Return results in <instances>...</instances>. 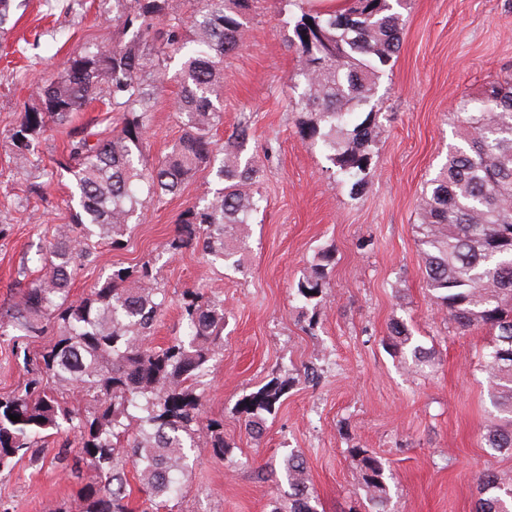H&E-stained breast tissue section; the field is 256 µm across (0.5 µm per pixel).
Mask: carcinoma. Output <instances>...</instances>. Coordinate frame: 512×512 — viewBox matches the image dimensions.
<instances>
[{
  "mask_svg": "<svg viewBox=\"0 0 512 512\" xmlns=\"http://www.w3.org/2000/svg\"><path fill=\"white\" fill-rule=\"evenodd\" d=\"M404 0H351L343 11L304 12L288 38L300 59L289 78L303 140L324 153L334 174L355 192L370 173L379 110L377 84L399 51ZM251 0H191L188 21L172 16L173 0H112L125 38L95 45L67 59L40 87L39 107L24 114L10 138L17 173L41 183L31 156L46 132L72 122L94 101L119 113V126L68 132L67 157L58 169L71 177L75 205L59 236L39 254L40 274L27 261L13 287L20 299L0 313V337L38 336L54 325L57 339L41 355L34 375L0 396V471L33 453L51 435L78 434L81 459L95 475L80 489L76 512H136L127 490V466L138 473L148 500L178 491L189 453H226L224 423L202 421L203 379L224 341V302L199 290L181 293L180 320L188 330L164 348L145 344L166 302L154 263L112 272L84 297L72 300L74 270L98 257L99 241L123 245L131 219L152 201L178 193L199 171L223 187L186 208L169 249L195 247L211 263L239 269L243 240L260 199L249 191L259 167L243 158L250 137L244 116L215 147L212 131L223 124L215 105L224 57L240 48ZM181 55L177 112L184 133L171 151L149 166L143 147L167 60ZM352 131H346L349 124ZM461 144L449 147L445 165L429 180L420 203L427 287L458 329L484 327L492 335L483 368L502 423L484 435L488 448L512 453V85L491 87L476 112L459 120ZM324 265H314L297 286L305 302L320 297ZM390 335L408 349L412 368L431 358L402 322ZM273 379L240 403L249 425L262 424L288 390ZM17 416L13 421L10 416ZM360 484L379 508L388 486L382 462L363 449L353 454ZM288 495L270 512H317L305 462L292 451L280 471ZM474 512H512V482L495 472L478 478Z\"/></svg>",
  "mask_w": 512,
  "mask_h": 512,
  "instance_id": "1",
  "label": "carcinoma"
}]
</instances>
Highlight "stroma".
I'll return each instance as SVG.
<instances>
[{
    "instance_id": "obj_1",
    "label": "stroma",
    "mask_w": 512,
    "mask_h": 512,
    "mask_svg": "<svg viewBox=\"0 0 512 512\" xmlns=\"http://www.w3.org/2000/svg\"><path fill=\"white\" fill-rule=\"evenodd\" d=\"M297 0H254L241 49L224 61L218 104L225 140L241 116L253 136L246 156L261 165L262 197L249 226L243 267L206 262L193 249L169 252L180 213L206 194L210 175L149 207L120 248L102 246L80 266L70 296L88 292L111 269L155 261L166 307L148 344L183 335L179 301L197 288L222 300L224 346L203 385V419L224 421L230 450L200 452L179 497L157 512H270L283 489L266 481V464L291 450L306 462L318 512H348L364 502L351 457L365 448L389 467L390 512H473L477 479L487 470L512 479V453L486 448L482 435L501 416L488 397L483 356L491 341L475 327L460 332L426 286L418 233L423 187L457 143L465 101L512 75V0H405L402 48L380 80L381 114L372 168L359 192L339 182L325 155L296 128L288 77L298 66L288 46ZM0 40V307L14 297L22 260L67 222L68 177L43 180L33 195L12 162L10 134L39 104L38 88L63 62L119 35L110 0H14ZM181 60L167 63L170 80L147 129L149 161L164 157L182 134L176 111ZM329 251L318 305L304 303L297 284ZM402 321L433 364L410 370V355L388 327ZM52 339L0 338V394L24 384L25 358ZM315 377H307V370ZM289 379L260 431L249 429L241 400L272 378ZM76 457L75 435L48 439L35 455L0 474V512H48L76 503L79 483L50 466L57 452Z\"/></svg>"
}]
</instances>
